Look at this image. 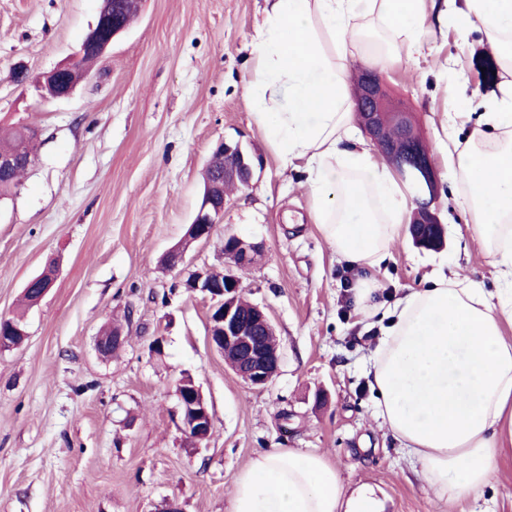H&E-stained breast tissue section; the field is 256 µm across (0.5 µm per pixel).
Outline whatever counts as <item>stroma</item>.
Returning <instances> with one entry per match:
<instances>
[{"label":"stroma","mask_w":512,"mask_h":512,"mask_svg":"<svg viewBox=\"0 0 512 512\" xmlns=\"http://www.w3.org/2000/svg\"><path fill=\"white\" fill-rule=\"evenodd\" d=\"M263 6L143 0L72 96L48 100L38 79L73 56L100 0H0V127L39 131L36 164L0 200V316L19 312L25 282L46 263L58 270L23 312V344L0 351V512H159L169 501L229 512L236 476L282 445L325 454L346 489H374L382 512H512V464L479 501L438 502L374 420L363 370L380 324L355 307L359 281L376 277L391 295L445 263L496 290L457 187L434 156L443 248L404 239L373 274L337 262L310 218L305 173L283 169L252 120L247 77ZM431 44L433 54L384 77L432 146L446 112L482 90L474 61L500 51L451 26ZM222 139L255 157L251 185L228 191L213 236L192 243L184 265L163 267L202 203L203 170ZM228 233L263 248L239 273L282 352L263 388L210 347L211 302L185 286L194 272H227ZM107 326L127 338L109 358L96 350ZM186 376L214 422L197 447L180 428L176 387Z\"/></svg>","instance_id":"obj_1"}]
</instances>
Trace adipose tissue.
<instances>
[{
    "instance_id": "ef3b65f1",
    "label": "adipose tissue",
    "mask_w": 512,
    "mask_h": 512,
    "mask_svg": "<svg viewBox=\"0 0 512 512\" xmlns=\"http://www.w3.org/2000/svg\"><path fill=\"white\" fill-rule=\"evenodd\" d=\"M248 81L252 118L283 167L303 169L311 218L337 261L380 269L407 227L408 200L359 134L347 81L349 53L399 63L374 42L370 21L421 52L434 24L488 42L512 40V0H265ZM485 126L462 148L437 140L457 205L471 220L501 286L439 271L381 307L377 279L361 282L364 315L388 325L365 369L375 416L415 460L438 501L479 500L512 452V81L485 102ZM229 512H380L368 486L345 492L319 452L268 448L235 480Z\"/></svg>"
}]
</instances>
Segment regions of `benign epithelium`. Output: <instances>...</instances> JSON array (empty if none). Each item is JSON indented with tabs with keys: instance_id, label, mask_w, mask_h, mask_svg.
I'll list each match as a JSON object with an SVG mask.
<instances>
[{
	"instance_id": "obj_1",
	"label": "benign epithelium",
	"mask_w": 512,
	"mask_h": 512,
	"mask_svg": "<svg viewBox=\"0 0 512 512\" xmlns=\"http://www.w3.org/2000/svg\"><path fill=\"white\" fill-rule=\"evenodd\" d=\"M134 6V0H102L96 23L91 27L81 43L79 54L85 53L101 56L113 41L127 30L121 22L119 10H128ZM71 65H63L43 75L38 87L52 99L69 97L77 84L70 81L66 72ZM354 101L358 122L366 135L376 144L384 155L399 149V144H385L381 141L378 126L381 116L386 112L395 115L396 122L403 130L405 141L409 143L417 157L418 167L432 189H437V176L430 153L422 138L417 133L409 113L390 95L384 77L376 70L367 73L365 82L355 91ZM236 155L238 161L223 167L220 178L209 184L204 191L202 204L181 244L168 254L173 266L183 265L189 246L197 241L208 240L213 235L219 216L224 212L225 183L232 182L244 189L251 185L254 160L238 141L222 140L213 149L209 161L224 160ZM235 240V249L224 252V258L238 268L246 263L253 252L262 250V245L235 234L225 236ZM57 279L55 266L48 265L40 273L29 278L26 284L36 283L41 288V295H46L53 288ZM189 288L209 298L212 313L209 318L208 339L210 346L224 357V362L249 385L263 388L278 373L281 356L270 353L263 340L255 335L243 321L238 310V279L227 273L224 280L216 281L208 273L192 275ZM181 412V429L187 440L200 444L207 440L213 431V420L200 389L177 391Z\"/></svg>"
}]
</instances>
